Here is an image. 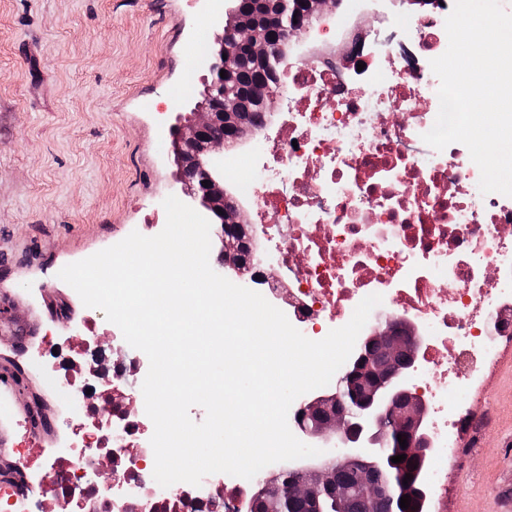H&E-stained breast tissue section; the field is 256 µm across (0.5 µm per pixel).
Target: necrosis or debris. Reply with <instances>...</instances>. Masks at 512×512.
<instances>
[{
    "label": "necrosis or debris",
    "instance_id": "1",
    "mask_svg": "<svg viewBox=\"0 0 512 512\" xmlns=\"http://www.w3.org/2000/svg\"><path fill=\"white\" fill-rule=\"evenodd\" d=\"M453 6L439 0L382 55L368 25L339 52L289 60L268 99L281 118L252 159L258 180L243 188L247 233L277 257L248 272L303 335L344 326L371 294L396 322L427 327L415 382L437 453L426 474L432 512H447L466 417L448 397L480 383L512 339V196L481 192L465 145L438 151L422 139L439 111L430 62L448 47ZM31 361L76 422L48 463L19 458L23 482L0 475L12 488L0 512H242L250 482L225 473L157 494L154 425L131 394L149 360L124 337L78 336L59 352L46 338Z\"/></svg>",
    "mask_w": 512,
    "mask_h": 512
}]
</instances>
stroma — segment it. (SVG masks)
I'll list each match as a JSON object with an SVG mask.
<instances>
[{"label": "stroma", "instance_id": "obj_1", "mask_svg": "<svg viewBox=\"0 0 512 512\" xmlns=\"http://www.w3.org/2000/svg\"><path fill=\"white\" fill-rule=\"evenodd\" d=\"M213 0H0V370L24 379L0 445V470L19 446L16 420L31 393H56L29 365L43 336H72L93 316L98 336L116 330L58 276L63 266L123 240L136 224L166 221L163 200L179 195L173 130L197 111L209 72L187 68L195 42L212 43ZM414 10L397 0H343L337 42L371 20L389 33ZM257 139L226 152L224 188L244 209L241 183ZM66 302L69 322L53 321ZM33 329L28 345L16 334ZM469 402L460 456L448 468V512H502L512 493V345Z\"/></svg>", "mask_w": 512, "mask_h": 512}]
</instances>
